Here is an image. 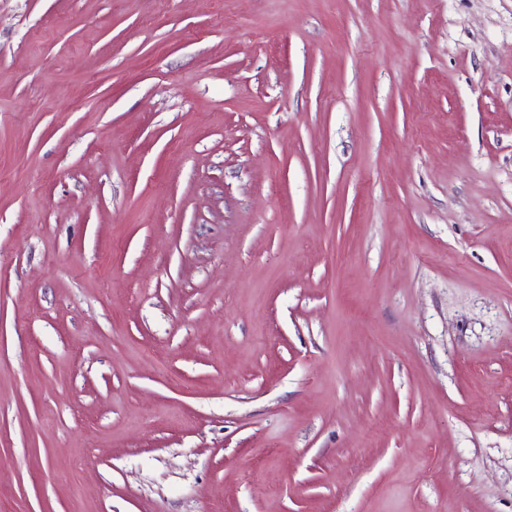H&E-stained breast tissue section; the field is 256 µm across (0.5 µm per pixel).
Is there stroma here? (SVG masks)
<instances>
[{
  "label": "stroma",
  "instance_id": "1",
  "mask_svg": "<svg viewBox=\"0 0 512 512\" xmlns=\"http://www.w3.org/2000/svg\"><path fill=\"white\" fill-rule=\"evenodd\" d=\"M0 512H512V0H0Z\"/></svg>",
  "mask_w": 512,
  "mask_h": 512
}]
</instances>
